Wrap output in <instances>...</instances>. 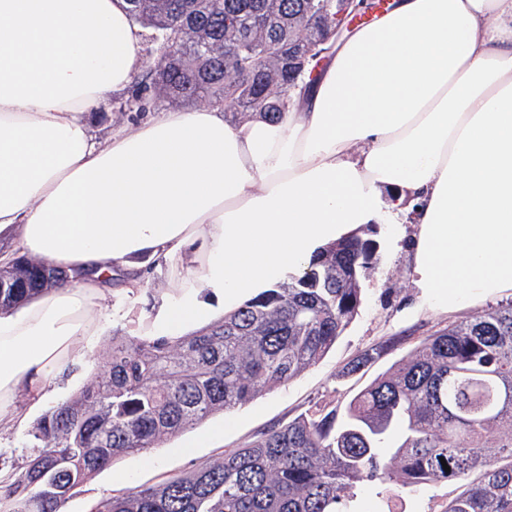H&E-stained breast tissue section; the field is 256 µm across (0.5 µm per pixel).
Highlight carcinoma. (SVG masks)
Returning a JSON list of instances; mask_svg holds the SVG:
<instances>
[{
    "label": "carcinoma",
    "mask_w": 512,
    "mask_h": 512,
    "mask_svg": "<svg viewBox=\"0 0 512 512\" xmlns=\"http://www.w3.org/2000/svg\"><path fill=\"white\" fill-rule=\"evenodd\" d=\"M156 56L117 111L160 99L277 119L301 74L270 87L256 54L315 32L331 0H126ZM201 30L207 40L189 38ZM377 225L333 242L302 270L175 337L112 339L105 369L33 426V452L0 485V512H63L74 489L122 454L146 453L317 364L361 304ZM21 255L0 266V311L48 290ZM377 350L352 359L354 374ZM395 451L379 453L388 440ZM446 461L450 470L443 469ZM477 475L468 481L471 475ZM461 482L445 512H512V302L424 339L344 411L316 406L214 463L136 486L91 512H347L357 486Z\"/></svg>",
    "instance_id": "carcinoma-1"
}]
</instances>
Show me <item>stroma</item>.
<instances>
[{
    "instance_id": "1",
    "label": "stroma",
    "mask_w": 512,
    "mask_h": 512,
    "mask_svg": "<svg viewBox=\"0 0 512 512\" xmlns=\"http://www.w3.org/2000/svg\"><path fill=\"white\" fill-rule=\"evenodd\" d=\"M388 229L379 226L380 261L361 279V305L334 348L319 363L293 380L267 390L251 403L232 412L218 413L144 454L117 456L112 463L76 488L64 512H89L93 503L135 486H155L174 474L220 459L225 452L250 443L259 433L288 422L316 404L345 406L378 376L396 368L428 336L449 325L498 308V301H479L448 312L421 307L419 291L408 271L406 243L387 240ZM114 323L90 342L95 364H77L63 373L52 402L72 398L93 378L113 337L124 335ZM379 347L382 355L356 374H346L347 364L361 352ZM35 409L21 426L0 431V479L21 466L31 453L29 432L42 416ZM457 485L430 482L412 488L392 483L358 486L352 512H444Z\"/></svg>"
}]
</instances>
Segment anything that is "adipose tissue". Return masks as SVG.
Wrapping results in <instances>:
<instances>
[{"label":"adipose tissue","mask_w":512,"mask_h":512,"mask_svg":"<svg viewBox=\"0 0 512 512\" xmlns=\"http://www.w3.org/2000/svg\"><path fill=\"white\" fill-rule=\"evenodd\" d=\"M146 63L126 0H0V239L69 281L0 314V427L90 360L124 275L168 289L131 335L181 336L369 224L424 304L512 295V0H393L275 120L166 112L98 141L86 115Z\"/></svg>","instance_id":"adipose-tissue-1"}]
</instances>
